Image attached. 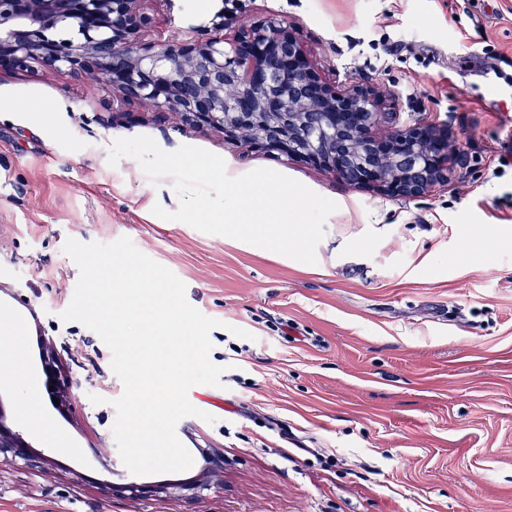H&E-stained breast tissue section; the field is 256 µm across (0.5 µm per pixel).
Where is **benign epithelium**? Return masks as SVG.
<instances>
[{"instance_id":"7a95c632","label":"benign epithelium","mask_w":512,"mask_h":512,"mask_svg":"<svg viewBox=\"0 0 512 512\" xmlns=\"http://www.w3.org/2000/svg\"><path fill=\"white\" fill-rule=\"evenodd\" d=\"M141 0H0V69L38 64L115 87L114 112L133 101L193 128H216L251 149L302 157L349 184L417 197L448 180V132L428 125L379 127L398 112L379 89L338 87L321 75L299 32L277 15L224 33V15L187 39L140 42L150 18ZM43 386L71 405V382L50 350ZM36 465L20 434L0 425V456ZM133 499L158 494L127 483Z\"/></svg>"}]
</instances>
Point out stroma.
Returning <instances> with one entry per match:
<instances>
[{
	"label": "stroma",
	"mask_w": 512,
	"mask_h": 512,
	"mask_svg": "<svg viewBox=\"0 0 512 512\" xmlns=\"http://www.w3.org/2000/svg\"><path fill=\"white\" fill-rule=\"evenodd\" d=\"M140 40L189 37L281 16L327 77L393 95L399 122L448 132V182L416 198L355 188L221 131L183 126L66 71H0V315L23 319L18 377H0V420L39 462L0 460V512H512V167L495 176L512 116V0H142ZM503 75H491L492 67ZM146 135L222 156L228 173L270 168L335 201L316 264L155 216L176 210L171 179L118 138ZM126 236L173 271L190 305L221 320L210 359L220 386L188 398L215 416L181 419L192 467L155 474L142 501L112 433L123 393L112 354L61 322L78 280L67 239ZM249 331L240 339L231 327ZM72 379V409L23 408L38 394L40 345ZM103 397L92 404L90 395ZM216 452L224 470L204 473Z\"/></svg>",
	"instance_id": "obj_1"
}]
</instances>
